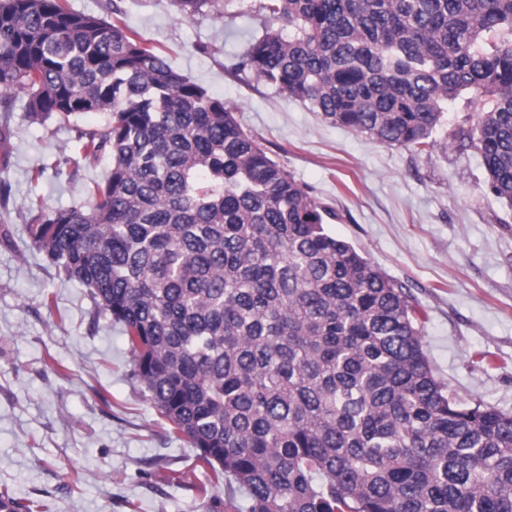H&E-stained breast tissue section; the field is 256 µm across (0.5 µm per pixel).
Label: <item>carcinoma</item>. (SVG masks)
I'll list each match as a JSON object with an SVG mask.
<instances>
[{
    "mask_svg": "<svg viewBox=\"0 0 512 512\" xmlns=\"http://www.w3.org/2000/svg\"><path fill=\"white\" fill-rule=\"evenodd\" d=\"M224 15L231 0H175ZM234 65L334 125L430 155L452 134L512 204V0H262ZM67 0H0V100L90 112L80 155L111 158L89 202L31 216L34 245L123 328L148 401L197 449L225 512H512V417L464 401L423 350L402 286L328 230L323 205L224 100ZM0 512L23 506L0 487ZM469 97L467 94H462L452 104L448 105V112L445 114L444 123L436 134L438 140L442 141L448 136V142H451L452 132L457 129L464 118L468 114L475 115V112H480V105L471 102Z\"/></svg>",
    "mask_w": 512,
    "mask_h": 512,
    "instance_id": "obj_1",
    "label": "carcinoma"
}]
</instances>
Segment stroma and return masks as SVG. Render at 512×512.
Masks as SVG:
<instances>
[{"label": "stroma", "instance_id": "obj_1", "mask_svg": "<svg viewBox=\"0 0 512 512\" xmlns=\"http://www.w3.org/2000/svg\"><path fill=\"white\" fill-rule=\"evenodd\" d=\"M126 25L171 66L229 105L243 130L309 186L351 242L425 312L424 352L456 396L512 415V206L485 189L473 151L417 156L338 127L309 105L233 76L266 23L259 0L229 14L181 16L172 0H68ZM24 95L0 107V486L52 512H224L194 486L195 451L170 431L132 374L120 326L88 288L33 244L28 210L86 204L108 156L78 158V135L104 114L31 117ZM42 176H35L36 167Z\"/></svg>", "mask_w": 512, "mask_h": 512}]
</instances>
